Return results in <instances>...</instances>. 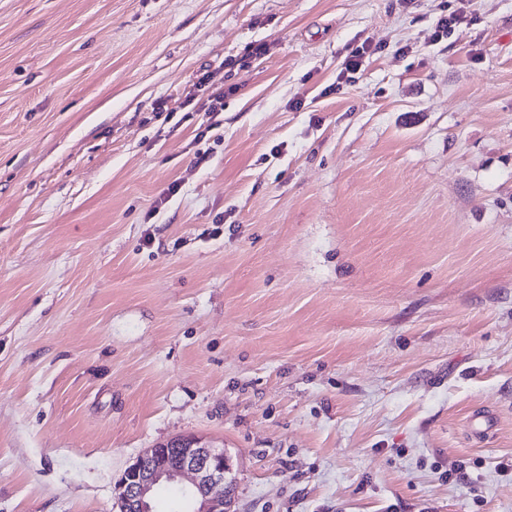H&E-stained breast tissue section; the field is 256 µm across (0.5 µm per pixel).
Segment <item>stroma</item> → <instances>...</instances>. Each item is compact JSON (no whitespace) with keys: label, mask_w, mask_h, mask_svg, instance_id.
I'll use <instances>...</instances> for the list:
<instances>
[{"label":"stroma","mask_w":512,"mask_h":512,"mask_svg":"<svg viewBox=\"0 0 512 512\" xmlns=\"http://www.w3.org/2000/svg\"><path fill=\"white\" fill-rule=\"evenodd\" d=\"M184 436L234 512H512V0H0V512Z\"/></svg>","instance_id":"obj_1"}]
</instances>
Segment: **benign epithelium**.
I'll list each match as a JSON object with an SVG mask.
<instances>
[{"mask_svg":"<svg viewBox=\"0 0 512 512\" xmlns=\"http://www.w3.org/2000/svg\"><path fill=\"white\" fill-rule=\"evenodd\" d=\"M224 451L181 438L157 446L128 466L118 480L119 512H155L153 497L163 484L186 482L181 491L192 512H231L232 481Z\"/></svg>","mask_w":512,"mask_h":512,"instance_id":"obj_1","label":"benign epithelium"}]
</instances>
